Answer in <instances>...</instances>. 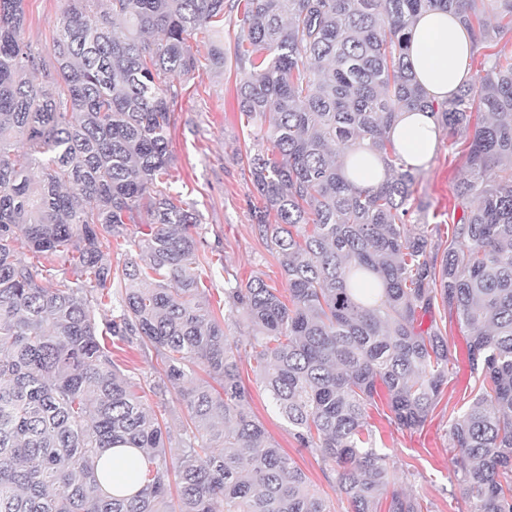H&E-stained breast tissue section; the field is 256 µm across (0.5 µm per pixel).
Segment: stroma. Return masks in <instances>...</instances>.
Listing matches in <instances>:
<instances>
[{
  "label": "stroma",
  "mask_w": 512,
  "mask_h": 512,
  "mask_svg": "<svg viewBox=\"0 0 512 512\" xmlns=\"http://www.w3.org/2000/svg\"><path fill=\"white\" fill-rule=\"evenodd\" d=\"M66 0H25L24 39L33 48L49 53L59 29ZM191 49L202 62L194 75L178 79L180 95L175 105V124L170 131L173 156V187L189 202L201 221L205 239L201 262H223L222 270L203 273L210 305L224 298V278L234 275L245 281L258 276L272 287L284 288L279 262L254 231V209L261 201L245 170V151L253 143L254 125L241 116L235 100V63L226 61L223 70L205 62L206 49L191 40ZM463 161L453 159L447 136L424 168L416 196L426 207L428 223L447 239L444 222L445 198L464 175ZM468 332L459 325L448 330L455 355L441 400L423 429L409 432L389 426L386 405L370 409V421L379 434L377 448L388 455L397 485L414 494L429 512H470L454 493L452 445L448 432L452 418L467 405L475 384L466 356ZM241 377L253 413L263 422L270 437L307 475L312 488L325 501L329 512H349L336 473L310 449L300 447L287 423L272 406L266 392L256 383L253 368L242 363Z\"/></svg>",
  "instance_id": "stroma-1"
}]
</instances>
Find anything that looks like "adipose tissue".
Masks as SVG:
<instances>
[{"mask_svg":"<svg viewBox=\"0 0 512 512\" xmlns=\"http://www.w3.org/2000/svg\"><path fill=\"white\" fill-rule=\"evenodd\" d=\"M473 48L470 33L455 15L422 12L410 31V61L417 81L438 99L452 98L467 80ZM391 138L410 164L426 163L438 144L432 118L420 110L404 111L391 129Z\"/></svg>","mask_w":512,"mask_h":512,"instance_id":"obj_1","label":"adipose tissue"}]
</instances>
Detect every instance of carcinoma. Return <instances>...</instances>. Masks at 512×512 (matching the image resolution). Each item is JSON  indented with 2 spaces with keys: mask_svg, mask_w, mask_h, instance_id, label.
<instances>
[{
  "mask_svg": "<svg viewBox=\"0 0 512 512\" xmlns=\"http://www.w3.org/2000/svg\"><path fill=\"white\" fill-rule=\"evenodd\" d=\"M67 2L49 64L24 41L23 0H0V512H329L251 410L244 358L350 512H423L394 489L368 409L383 397L389 425L424 426L453 319L479 381L449 428L457 491L471 512H512V0H236L227 45L226 0ZM428 9L457 14L478 56L442 102L408 61ZM199 34L211 67L234 57L239 112L267 144L246 152L255 230L286 281L225 279L222 315L198 217L168 183L167 76L199 67ZM406 109L465 160L445 248L414 223L421 168L389 136ZM373 159L381 179L356 185ZM143 208L150 230L127 233ZM120 238L131 257L114 267L103 250ZM242 322L244 344L227 333ZM134 345L159 367L121 368ZM171 391L187 410L176 448L145 401ZM112 448L138 451L132 495L102 493Z\"/></svg>",
  "mask_w": 512,
  "mask_h": 512,
  "instance_id": "1",
  "label": "carcinoma"
}]
</instances>
